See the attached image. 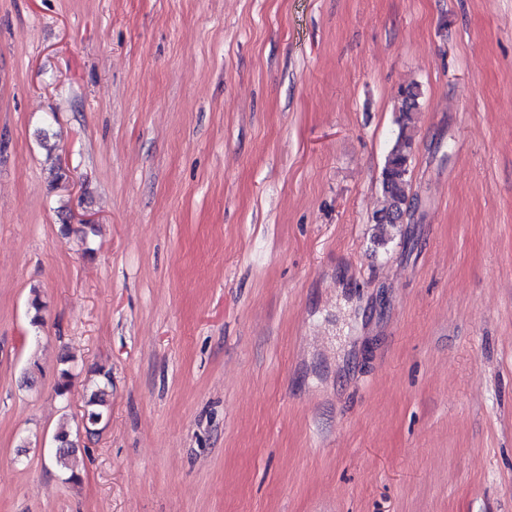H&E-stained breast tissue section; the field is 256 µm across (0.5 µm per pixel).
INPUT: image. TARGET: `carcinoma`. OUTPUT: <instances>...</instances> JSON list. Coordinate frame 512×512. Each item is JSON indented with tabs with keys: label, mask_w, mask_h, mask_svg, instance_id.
I'll return each instance as SVG.
<instances>
[{
	"label": "carcinoma",
	"mask_w": 512,
	"mask_h": 512,
	"mask_svg": "<svg viewBox=\"0 0 512 512\" xmlns=\"http://www.w3.org/2000/svg\"><path fill=\"white\" fill-rule=\"evenodd\" d=\"M422 95L421 85L416 82L400 88L397 92L400 106L395 118L396 133L386 154L380 176L385 206L372 216V223L379 229L382 239L388 236L389 230L400 224L409 223L416 207V198L412 193V172L417 150L414 114L419 109ZM96 375L97 379L92 381V390L82 415V424L89 436L96 434L110 410L111 373L100 368ZM54 440L56 450L50 458L51 463L57 469L70 473L69 479H77L71 465V456L78 444L71 439L67 424L60 425Z\"/></svg>",
	"instance_id": "1"
}]
</instances>
